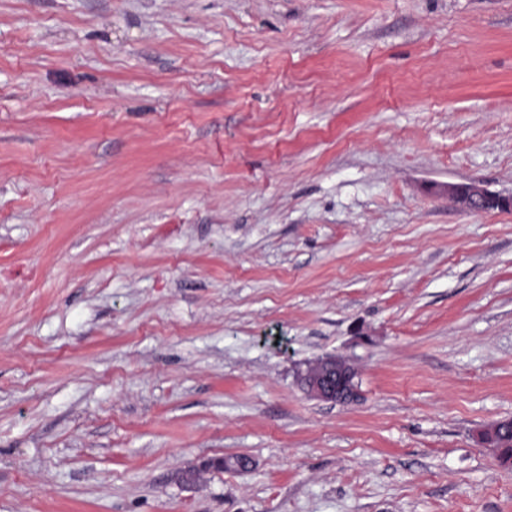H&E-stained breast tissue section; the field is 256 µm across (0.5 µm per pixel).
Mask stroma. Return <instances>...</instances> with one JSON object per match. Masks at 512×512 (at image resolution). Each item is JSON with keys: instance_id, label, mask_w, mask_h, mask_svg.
Segmentation results:
<instances>
[{"instance_id": "35a3bbf8", "label": "stroma", "mask_w": 512, "mask_h": 512, "mask_svg": "<svg viewBox=\"0 0 512 512\" xmlns=\"http://www.w3.org/2000/svg\"><path fill=\"white\" fill-rule=\"evenodd\" d=\"M469 181L512 193V0H0V512H512ZM355 368L342 357L318 362L304 375L303 383L314 397L332 402L354 401L359 393Z\"/></svg>"}]
</instances>
